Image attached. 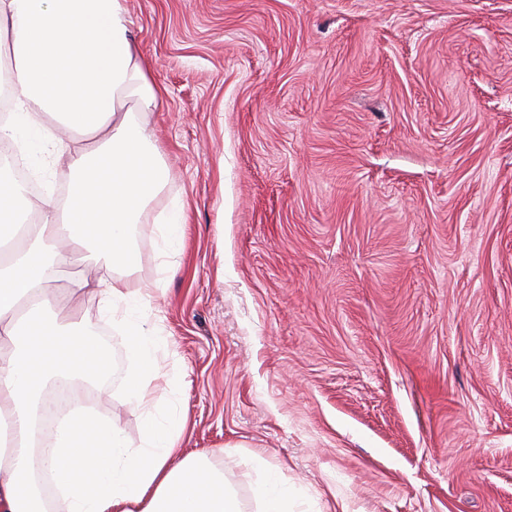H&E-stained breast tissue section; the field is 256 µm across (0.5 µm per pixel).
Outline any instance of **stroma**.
<instances>
[{
  "instance_id": "stroma-1",
  "label": "stroma",
  "mask_w": 512,
  "mask_h": 512,
  "mask_svg": "<svg viewBox=\"0 0 512 512\" xmlns=\"http://www.w3.org/2000/svg\"><path fill=\"white\" fill-rule=\"evenodd\" d=\"M164 91L137 261L165 412L245 512H512V0H125ZM186 224L169 269L159 213ZM93 406L143 417L97 300ZM262 512H288V495L272 486H262L258 490Z\"/></svg>"
}]
</instances>
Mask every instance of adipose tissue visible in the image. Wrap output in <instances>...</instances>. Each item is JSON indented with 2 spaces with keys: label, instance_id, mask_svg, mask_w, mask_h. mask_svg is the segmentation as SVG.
<instances>
[{
  "label": "adipose tissue",
  "instance_id": "adipose-tissue-1",
  "mask_svg": "<svg viewBox=\"0 0 512 512\" xmlns=\"http://www.w3.org/2000/svg\"><path fill=\"white\" fill-rule=\"evenodd\" d=\"M129 24L125 0H0V44L17 88L15 118L0 124V138L36 133L51 144L47 163L64 162L70 173L65 201L46 200L21 247L0 262V512H243L222 472L184 455L185 419L155 416L169 373L156 358L161 315L150 296L98 274H69L83 250L132 268L128 228L165 182L143 118L162 92ZM44 114L67 135L44 126ZM51 269L69 275L72 295L97 298L108 319L124 320L128 300L142 304L127 342V399L145 418L140 446L77 413L45 452L33 451L43 384L62 371L95 381L103 358L89 322L58 314L59 296L46 291ZM45 471L56 487L49 495L36 482Z\"/></svg>",
  "mask_w": 512,
  "mask_h": 512
}]
</instances>
